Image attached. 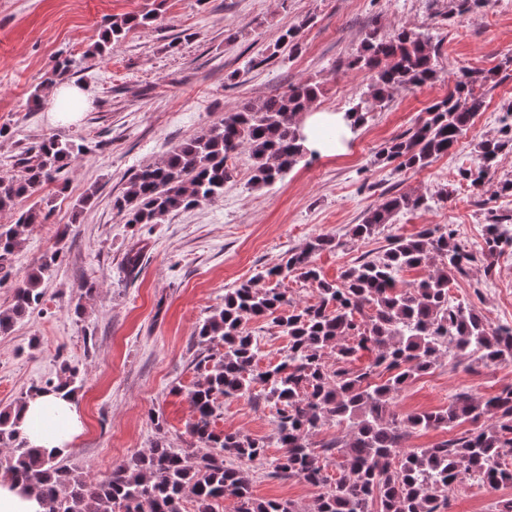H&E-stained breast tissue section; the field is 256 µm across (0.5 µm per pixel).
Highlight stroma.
<instances>
[{"instance_id": "35a3bbf8", "label": "stroma", "mask_w": 512, "mask_h": 512, "mask_svg": "<svg viewBox=\"0 0 512 512\" xmlns=\"http://www.w3.org/2000/svg\"><path fill=\"white\" fill-rule=\"evenodd\" d=\"M154 0H0V175L19 176L28 150L43 136L84 144L61 180L32 199L0 210V224L38 203L48 219L30 227L24 241L0 262V310L12 300L10 285L60 250L45 281L41 306L0 335V409L30 389L54 380L62 365L79 369L75 395L82 431L63 462L94 479L115 462L145 452L157 435L173 447L192 448L193 412L187 397L201 379L206 354L195 329L223 306L224 291L280 263L315 237L330 235L334 250L313 254L322 278L339 280L362 257L383 253L392 235L410 237L422 226H450L458 243L477 252L490 214H512V152L503 154L482 190L460 182L458 170L473 165L475 148L497 135L512 106V0H486L464 14L450 0H164L146 29L131 30L105 58L90 51L113 17L152 8ZM301 45L292 60L275 55L281 29L301 19ZM425 32L440 50L439 75L430 85L393 92L370 112L346 153L304 157L276 184L251 180L252 160L241 151L224 197L171 214L157 224H128L113 199L140 167L160 161L174 146L207 129L243 103L320 83L317 109H349L369 82L349 68L366 32L399 28ZM71 62L70 80L90 94L77 120H54L33 109L30 95L43 88L57 60ZM470 69L495 70L498 84L486 95L456 149L418 170L396 171L377 162L391 138L423 118ZM424 195V208L396 214L368 240L352 239V225L388 193ZM145 241L142 264L127 273L124 256ZM97 291L85 295L83 282ZM449 295L481 310L494 325L512 324V249L496 258L492 275L476 263L455 278ZM512 384V360L476 377L442 358L396 395L403 416L447 406L460 391L490 396ZM217 429L241 432L274 446L270 403L249 396L225 399ZM253 498L288 501L313 512L320 493L295 477L256 466ZM512 500V485L475 486L449 496L447 512H497Z\"/></svg>"}]
</instances>
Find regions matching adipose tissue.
Segmentation results:
<instances>
[{
  "label": "adipose tissue",
  "mask_w": 512,
  "mask_h": 512,
  "mask_svg": "<svg viewBox=\"0 0 512 512\" xmlns=\"http://www.w3.org/2000/svg\"><path fill=\"white\" fill-rule=\"evenodd\" d=\"M353 123L343 112L304 113L298 123L301 145L307 153L318 156L344 152L353 137ZM80 429L72 397L61 392L40 393L28 400L22 430L31 447L67 454Z\"/></svg>",
  "instance_id": "adipose-tissue-1"
}]
</instances>
